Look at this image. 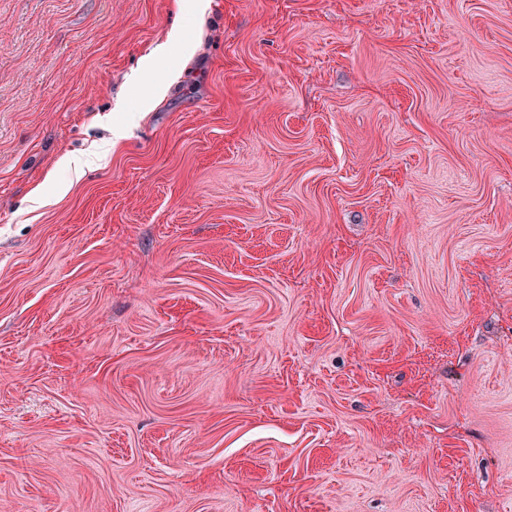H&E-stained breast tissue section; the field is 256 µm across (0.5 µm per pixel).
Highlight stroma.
<instances>
[{
	"label": "stroma",
	"mask_w": 512,
	"mask_h": 512,
	"mask_svg": "<svg viewBox=\"0 0 512 512\" xmlns=\"http://www.w3.org/2000/svg\"><path fill=\"white\" fill-rule=\"evenodd\" d=\"M0 512H512V0H0Z\"/></svg>",
	"instance_id": "35a3bbf8"
}]
</instances>
